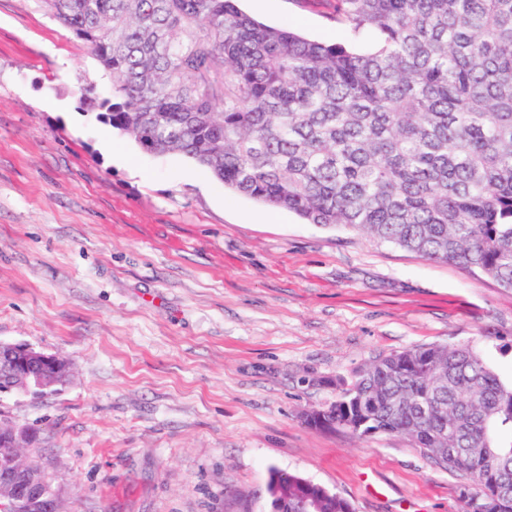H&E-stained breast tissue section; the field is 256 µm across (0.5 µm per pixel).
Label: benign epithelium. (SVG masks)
<instances>
[{"instance_id":"7a95c632","label":"benign epithelium","mask_w":512,"mask_h":512,"mask_svg":"<svg viewBox=\"0 0 512 512\" xmlns=\"http://www.w3.org/2000/svg\"><path fill=\"white\" fill-rule=\"evenodd\" d=\"M0 376L7 381V392L43 396L68 381L70 368L58 355L0 341ZM31 445L30 430L6 427V439L0 443V497L35 512H57L56 497L40 470L20 461L24 449ZM288 478L289 473L282 472L269 482L270 512H276L281 487L288 484Z\"/></svg>"}]
</instances>
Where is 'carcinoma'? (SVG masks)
Returning a JSON list of instances; mask_svg holds the SVG:
<instances>
[{"instance_id": "1", "label": "carcinoma", "mask_w": 512, "mask_h": 512, "mask_svg": "<svg viewBox=\"0 0 512 512\" xmlns=\"http://www.w3.org/2000/svg\"><path fill=\"white\" fill-rule=\"evenodd\" d=\"M108 95L82 102L144 151L228 189L512 290V0H331L367 51L256 20L236 0H41ZM361 435L408 436L512 512V384L470 345L380 357L332 403Z\"/></svg>"}]
</instances>
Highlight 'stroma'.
Segmentation results:
<instances>
[{
	"instance_id": "stroma-1",
	"label": "stroma",
	"mask_w": 512,
	"mask_h": 512,
	"mask_svg": "<svg viewBox=\"0 0 512 512\" xmlns=\"http://www.w3.org/2000/svg\"><path fill=\"white\" fill-rule=\"evenodd\" d=\"M342 43L327 0H240ZM108 81L39 0H0V340L72 377L0 394L59 512H268L271 469L355 512H462L401 434L313 429L377 357L471 344L512 382V290L237 195L80 103ZM133 158L116 161L113 145Z\"/></svg>"
}]
</instances>
